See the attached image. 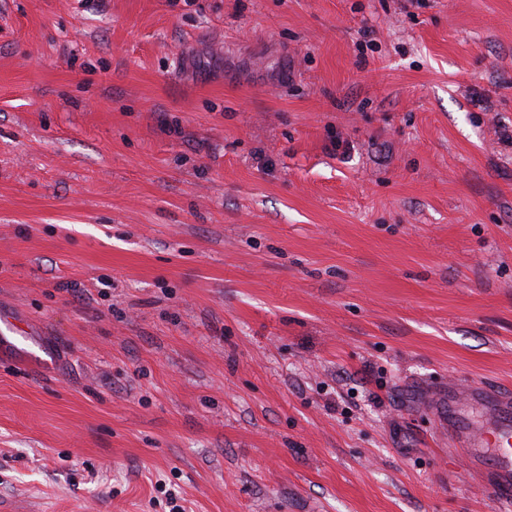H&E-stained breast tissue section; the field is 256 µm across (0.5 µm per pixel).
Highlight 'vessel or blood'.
Wrapping results in <instances>:
<instances>
[{
	"instance_id": "vessel-or-blood-1",
	"label": "vessel or blood",
	"mask_w": 512,
	"mask_h": 512,
	"mask_svg": "<svg viewBox=\"0 0 512 512\" xmlns=\"http://www.w3.org/2000/svg\"><path fill=\"white\" fill-rule=\"evenodd\" d=\"M448 440L466 463L491 461L501 501H512V395L484 386L464 395L449 388Z\"/></svg>"
}]
</instances>
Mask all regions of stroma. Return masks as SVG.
<instances>
[{
  "mask_svg": "<svg viewBox=\"0 0 512 512\" xmlns=\"http://www.w3.org/2000/svg\"><path fill=\"white\" fill-rule=\"evenodd\" d=\"M403 3L0 0V512H502L512 0ZM478 407L491 418L477 422L471 411ZM448 441L469 464L492 461L493 486L500 502L512 497V395H500L478 386L466 395L448 387Z\"/></svg>",
  "mask_w": 512,
  "mask_h": 512,
  "instance_id": "1",
  "label": "stroma"
}]
</instances>
